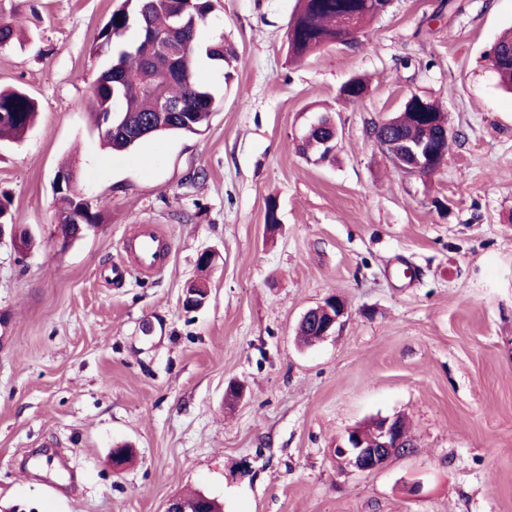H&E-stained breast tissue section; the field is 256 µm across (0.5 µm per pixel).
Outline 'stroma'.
Returning <instances> with one entry per match:
<instances>
[{"instance_id": "obj_1", "label": "stroma", "mask_w": 512, "mask_h": 512, "mask_svg": "<svg viewBox=\"0 0 512 512\" xmlns=\"http://www.w3.org/2000/svg\"><path fill=\"white\" fill-rule=\"evenodd\" d=\"M122 3L22 0L23 42L0 50V86L39 106L22 140L0 141V195L34 238L0 242V512H164L193 490L224 512H512V94L487 57L512 0H393L363 45L297 63L296 0H213L200 37L224 35L238 59L229 73L198 61L208 127L115 152L87 102ZM354 76L368 90L347 102ZM414 94L458 133L425 177L366 134ZM323 114L339 130L330 163L297 150ZM66 163L105 222L64 245ZM138 224L171 259L114 279ZM201 278L209 296L185 311ZM331 295L347 306L335 336L298 346L301 315ZM233 381L246 396L228 407ZM394 415L412 453L369 473L337 464L351 429ZM48 440L70 488L49 489L31 454ZM124 442L135 455L117 473Z\"/></svg>"}]
</instances>
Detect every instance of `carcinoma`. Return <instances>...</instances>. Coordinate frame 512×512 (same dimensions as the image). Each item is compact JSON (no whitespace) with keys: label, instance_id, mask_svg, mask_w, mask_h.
<instances>
[{"label":"carcinoma","instance_id":"1","mask_svg":"<svg viewBox=\"0 0 512 512\" xmlns=\"http://www.w3.org/2000/svg\"><path fill=\"white\" fill-rule=\"evenodd\" d=\"M392 0H297V10L288 24V54L300 61L323 48L336 45L353 47L359 34L380 15L387 12ZM212 0H124L100 30L96 52L110 53L109 65L100 72L88 100L95 116L103 147L127 151L146 138L163 134H197L208 126L214 96L195 80L199 51L207 59L231 67L235 59L232 47L220 34L201 45L199 35ZM136 23V39L113 49L115 39L124 36ZM14 26L0 8V49L13 45ZM503 49H512V31L504 33L489 52L501 86L512 91V58L501 57ZM366 91L364 82L352 78L339 89L349 101ZM174 101L180 112L160 114V100ZM118 112L122 126L112 129V113ZM38 103L20 90H0V137L20 139L34 124ZM448 117L439 105L413 95L395 114L386 129L391 146L387 155H397L410 142L443 139ZM336 145V129L330 117L321 115L309 125L299 144L306 157L328 159ZM56 223L65 240L79 238L99 224L104 216L99 206L83 197L75 187L59 192L55 200Z\"/></svg>","mask_w":512,"mask_h":512}]
</instances>
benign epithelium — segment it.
Segmentation results:
<instances>
[{
    "instance_id": "7a95c632",
    "label": "benign epithelium",
    "mask_w": 512,
    "mask_h": 512,
    "mask_svg": "<svg viewBox=\"0 0 512 512\" xmlns=\"http://www.w3.org/2000/svg\"><path fill=\"white\" fill-rule=\"evenodd\" d=\"M446 149L430 142L419 146H406L402 156L393 157L394 164L404 174L424 176L432 167L440 166ZM207 288H187L183 307L192 311L200 307L208 298ZM318 311L321 318L319 336L314 343H320L335 335L336 327L347 314L344 301L337 296L327 297L313 309H308L300 318L305 321ZM368 435L349 432L345 445L334 449L336 461L343 467L359 472H372L380 469L393 456L410 453L411 439L407 434L405 421L401 417L377 418L367 423Z\"/></svg>"
}]
</instances>
